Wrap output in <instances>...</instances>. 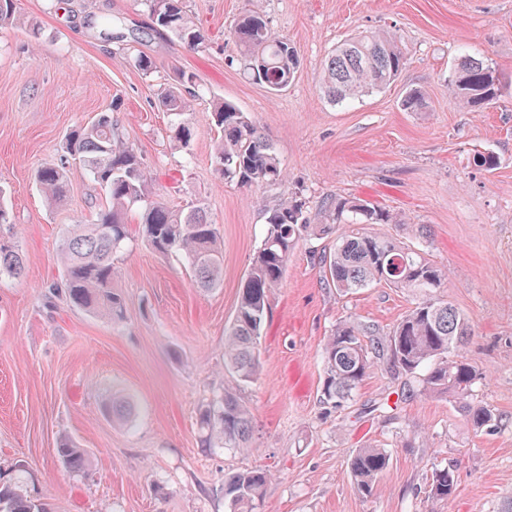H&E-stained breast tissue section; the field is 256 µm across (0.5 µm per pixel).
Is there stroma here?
Instances as JSON below:
<instances>
[{
	"label": "stroma",
	"mask_w": 512,
	"mask_h": 512,
	"mask_svg": "<svg viewBox=\"0 0 512 512\" xmlns=\"http://www.w3.org/2000/svg\"><path fill=\"white\" fill-rule=\"evenodd\" d=\"M254 6L302 61L275 94L236 59L234 20ZM186 9L204 51L156 32L140 0H21L24 25L0 28V198L25 261L23 277H0V474L49 512H230L224 476L252 468L271 473L260 512H503L512 502V0H186ZM369 29L397 34L408 63L389 88L333 104L321 88L323 64ZM139 52L156 61L154 72L136 67ZM466 56L503 78L501 97L481 112L448 99ZM181 69L194 74L196 92L185 147L157 107ZM415 88L426 93V111L401 106ZM217 97L261 128L285 181L243 188L219 177L211 161ZM105 111L150 170V200L206 207L224 250L221 288H195L187 264L155 253L134 209L115 258L122 321L51 291L66 227L92 223L108 203L67 161L66 138ZM487 151L500 158L492 172L473 163ZM61 163L69 193L52 206L35 173ZM298 190L310 197L315 224L322 201L357 196L395 218L374 232L410 243L413 229L427 228V250L448 270L445 293L474 328L464 354L488 373L475 398L503 414L501 428L474 433L452 399L419 395L414 378L383 368L352 404L326 413L323 348L334 326L352 319L387 334L412 299L384 285L337 295L316 259L332 239L305 237L270 296L259 373L239 391L255 418L252 447L206 446L198 414L224 390V330L266 233L265 212ZM116 390L134 401L131 428L104 412ZM64 434L90 455L85 471L58 457ZM367 444L390 454L369 498L354 491L348 468ZM448 466L457 496L432 499L431 472Z\"/></svg>",
	"instance_id": "obj_1"
}]
</instances>
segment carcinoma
Returning <instances> with one entry per match:
<instances>
[{
  "instance_id": "cac0c4a2",
  "label": "carcinoma",
  "mask_w": 512,
  "mask_h": 512,
  "mask_svg": "<svg viewBox=\"0 0 512 512\" xmlns=\"http://www.w3.org/2000/svg\"><path fill=\"white\" fill-rule=\"evenodd\" d=\"M185 0H144L155 30L178 40L190 50L204 47L205 36L188 16ZM21 16L20 0H0V26L15 24ZM232 40L248 76L273 92H280L296 78L301 61L295 46L278 36L263 11L256 7L240 14L232 27ZM407 56L397 37L364 31L345 39L325 60L321 82L328 99L343 103L364 93L380 91L402 73ZM193 76L181 71L176 83L163 90L160 108L184 117L174 130L177 141L188 144L193 136L188 97ZM503 89L497 70L487 61L467 56L457 64L448 84L449 99L478 111L495 101ZM407 112L428 108L424 94L412 89L402 99ZM212 123L217 132L212 163L226 181L243 187L275 185L285 178L281 163L265 136L236 105L214 101ZM66 152L103 189L111 207L98 214L93 224H71L61 239L60 280L51 288L73 306L111 320L125 317V301L114 284V257L128 238L126 214L141 203L142 236L157 254L182 255L194 273V285L214 290L222 285L224 255L216 225L198 205L184 212L159 201L148 200L151 176L133 144L119 131L112 113L102 112L75 129L66 140ZM35 180L47 202L61 204L68 193L63 170L44 166ZM310 200L300 193L285 197L267 211L266 236L253 258L240 291L236 314L224 331V372L249 382L260 367L258 340L267 317L272 291L285 279L288 260L301 237L336 235L329 253L318 254L324 283L342 296L356 295L378 284L410 292L409 312L384 336L352 320L336 324L324 348V378L320 403L339 410L352 401L361 382L380 366L418 379L424 396H450L459 403L477 433L499 426L502 416L474 400L475 388L487 378L485 370L463 355L474 331L469 318L440 289L448 271L427 257L424 250L398 239L366 230L367 224H390L392 216L368 200L336 198L322 203L324 222L313 224ZM13 224L0 202V276L20 277L24 261L7 238ZM107 416L128 421L132 404L114 392L105 403ZM207 445L249 448L253 417L237 394V386L224 385L220 400L207 406L199 417ZM57 455L74 472L88 464L87 452L68 436L59 439ZM383 448L365 446L349 459L353 489L372 495L389 466ZM269 471L252 469L224 477V497L233 512H256L264 498ZM454 471H432L429 496L441 501L456 497ZM0 512H47L19 484L0 482Z\"/></svg>"
}]
</instances>
